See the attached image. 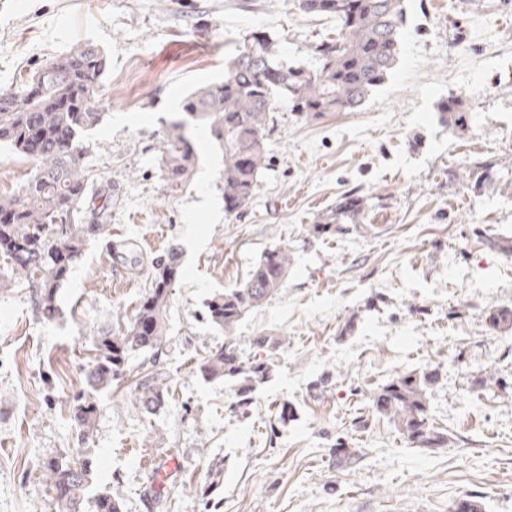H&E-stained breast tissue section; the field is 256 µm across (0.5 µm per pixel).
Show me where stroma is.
Segmentation results:
<instances>
[{
    "instance_id": "1",
    "label": "stroma",
    "mask_w": 512,
    "mask_h": 512,
    "mask_svg": "<svg viewBox=\"0 0 512 512\" xmlns=\"http://www.w3.org/2000/svg\"><path fill=\"white\" fill-rule=\"evenodd\" d=\"M448 3L406 0L397 64L358 111L306 120L278 100L269 164L251 202L229 214L222 156L205 136L187 181L167 182L164 121L223 77L245 32L267 30L283 60L312 69L310 46L334 36V20L301 13L298 0H0V88L77 43L105 51L104 119L86 133L82 162L90 197L120 184L111 221L58 291L56 319L37 313L26 281L0 290V512H54L42 463L79 448L93 462L91 492L112 490L125 512H453L465 496L483 512H512V335L486 322L512 306V255L489 242L512 239V0ZM458 93L470 123L455 134L438 106ZM486 160L501 169L484 193L449 180ZM350 190L368 204L358 226L308 236ZM172 246L181 276L166 343L127 364L165 377L166 405L144 413L131 380L113 382L95 392L96 427L81 440L73 408L87 390L90 338L123 328L147 292L131 260ZM280 246L291 258L285 287L236 330L247 354L253 337L280 341L278 370L244 415L229 386L197 371L224 343L205 304ZM435 366L443 378L430 404L448 445L416 448L366 397L394 373ZM491 370L510 389L469 388L468 376ZM284 402L298 410L285 427ZM171 460L158 511L144 492ZM218 460L224 484L203 498Z\"/></svg>"
}]
</instances>
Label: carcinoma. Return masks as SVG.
<instances>
[{
	"instance_id": "obj_1",
	"label": "carcinoma",
	"mask_w": 512,
	"mask_h": 512,
	"mask_svg": "<svg viewBox=\"0 0 512 512\" xmlns=\"http://www.w3.org/2000/svg\"><path fill=\"white\" fill-rule=\"evenodd\" d=\"M299 9L334 19L339 27L337 37L312 45L317 68L281 61L276 41L264 31L244 34L225 65L224 80L191 92L179 117L166 123L160 163L169 183L182 184L197 165L192 130L202 127L224 150V211L237 213L256 193L266 169L276 98L288 99L302 118L316 120L331 112L356 111L390 77L406 24L404 0H299ZM107 68L105 52L84 42L36 69L29 79L0 89V143L35 164L21 190L0 192V262L6 266L0 272V289L11 287L18 276L25 278L37 311L48 321L59 315L58 290L69 273L57 258L58 247L81 256L90 236L112 218V201L118 198L119 188L111 184L100 205L86 206L92 174L82 162L83 136L103 120L97 96ZM439 119L454 131L465 130L469 113L462 96L448 97L439 107ZM452 177L481 193L496 183L497 164H475ZM364 211L362 196L344 194L309 225L308 235L344 233L345 221L357 222ZM152 267L150 290L127 325L115 335L90 338L96 359L86 383L96 391L119 380L131 356L157 350L166 339L172 286L181 273L178 249L155 258ZM289 271L288 249H269L244 284L226 288L207 302L211 323L224 331V346L209 352L198 370L207 381L230 385L235 407L243 414L249 411L253 392L275 375L277 365L268 352L280 340L256 336L252 345L261 354L245 357L235 332L247 312L280 293ZM487 320L491 328L511 333L512 306L491 311ZM441 378L438 367L396 373L369 393V407L416 447L446 446L448 434L434 426L429 406V393ZM167 392V382L158 373L137 374L134 396L143 412L164 408ZM97 414L93 398L78 399L74 421L81 440L93 433ZM44 471L55 499L68 503L67 509L58 506L56 512H83L92 473L85 453L53 455ZM92 504L93 512H124L122 498L108 491L92 498Z\"/></svg>"
}]
</instances>
